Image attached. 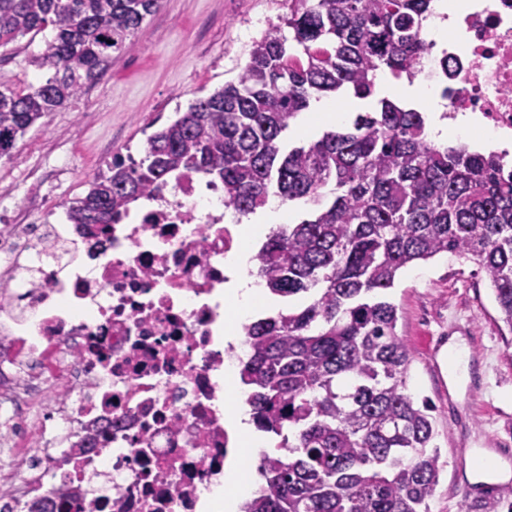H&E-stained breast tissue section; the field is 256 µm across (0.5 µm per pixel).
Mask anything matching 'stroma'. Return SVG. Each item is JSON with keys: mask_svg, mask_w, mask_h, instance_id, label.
<instances>
[{"mask_svg": "<svg viewBox=\"0 0 512 512\" xmlns=\"http://www.w3.org/2000/svg\"><path fill=\"white\" fill-rule=\"evenodd\" d=\"M282 0H161L121 53L91 86L18 138L0 159V225L18 224L33 209L51 214L86 194L93 175L116 156L141 158L154 130L237 80L252 42L281 26ZM27 39L0 49V85L22 88L44 73L27 63ZM389 298L398 307L397 332L412 353L411 386L428 398L443 471L432 512H485L481 496L464 494L476 461L507 463L512 449V332L479 266L443 254L402 269ZM470 353L468 374L484 387L464 401L466 384L452 380L439 358L450 337ZM492 478V471H485Z\"/></svg>", "mask_w": 512, "mask_h": 512, "instance_id": "obj_1", "label": "stroma"}]
</instances>
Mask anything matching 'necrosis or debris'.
Segmentation results:
<instances>
[{
  "instance_id": "1",
  "label": "necrosis or debris",
  "mask_w": 512,
  "mask_h": 512,
  "mask_svg": "<svg viewBox=\"0 0 512 512\" xmlns=\"http://www.w3.org/2000/svg\"><path fill=\"white\" fill-rule=\"evenodd\" d=\"M421 64L449 120L512 159V0H447ZM224 191L198 176L96 235L28 216L0 226V512H209L238 456L224 365Z\"/></svg>"
}]
</instances>
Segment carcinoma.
I'll return each mask as SVG.
<instances>
[{
	"instance_id": "carcinoma-1",
	"label": "carcinoma",
	"mask_w": 512,
	"mask_h": 512,
	"mask_svg": "<svg viewBox=\"0 0 512 512\" xmlns=\"http://www.w3.org/2000/svg\"><path fill=\"white\" fill-rule=\"evenodd\" d=\"M290 37L254 41L234 82L192 101L116 156L65 204L71 224H116L185 172L224 186V209L247 217L272 197L300 206L271 231L257 275L271 293L306 301L248 324L240 360L263 455L262 492L242 512H431L442 464L429 400L410 388L411 354L388 300L399 272L440 254L484 272L512 332V176L497 155L438 147L427 118L388 99L352 126L287 146L311 102L358 99L379 76L411 80L428 51L432 0H286ZM160 0H0V48L46 30L29 63L52 71L0 88V158L37 121L77 97L124 50Z\"/></svg>"
}]
</instances>
